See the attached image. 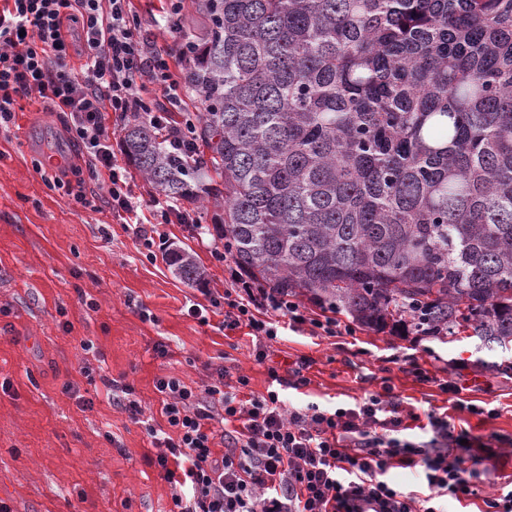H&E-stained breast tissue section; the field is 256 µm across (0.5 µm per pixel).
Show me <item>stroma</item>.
I'll use <instances>...</instances> for the list:
<instances>
[{
	"label": "stroma",
	"mask_w": 512,
	"mask_h": 512,
	"mask_svg": "<svg viewBox=\"0 0 512 512\" xmlns=\"http://www.w3.org/2000/svg\"><path fill=\"white\" fill-rule=\"evenodd\" d=\"M51 145L76 162L63 114L41 101L0 124V500L12 512H170L174 486L146 432L168 427L156 383L176 377L199 389L221 370L231 383L247 377L240 398L275 389L287 404L330 411L386 385L404 407L443 409L438 380L464 378L474 389L462 395L467 409L451 413L456 428L498 437L478 451L498 476L482 484L483 497L512 482V375L484 369L475 339L361 327L342 337L225 333L223 308L210 305L224 294V263L214 255L224 242L198 233L211 209L190 204L196 223L166 225L165 248L145 246L99 198L94 177L85 179L97 195L87 209L46 185L32 164ZM176 248L204 267V286L173 274L165 252ZM195 303L207 307L208 324L188 315ZM262 345L263 363L255 357ZM301 356L311 360L308 385L274 387L268 366L283 375ZM410 357L433 381L410 372ZM131 400L142 422L131 419Z\"/></svg>",
	"instance_id": "1"
}]
</instances>
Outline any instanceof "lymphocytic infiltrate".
<instances>
[{"label": "lymphocytic infiltrate", "mask_w": 512, "mask_h": 512, "mask_svg": "<svg viewBox=\"0 0 512 512\" xmlns=\"http://www.w3.org/2000/svg\"><path fill=\"white\" fill-rule=\"evenodd\" d=\"M131 0H0V121H10L22 100L37 98L63 112L69 137L82 149L83 166L99 180L113 211L140 225L153 241L160 226L190 224L193 216L166 198L143 204L126 167L112 158L106 113L162 120L183 118L168 129L176 149L195 138L192 115L184 111L181 75L171 52L137 32ZM83 58L80 69L69 63ZM161 92L147 97L148 85ZM224 289V326L248 328L275 338L279 325L314 336L353 334L351 324L327 311L308 310L290 294L264 288L233 265ZM169 433L149 429L164 452L157 463L174 483L171 512H441L439 498L467 499L489 470L469 468L464 456L484 440L456 430L446 418L408 410L391 390L373 393L354 406L329 411L317 403L286 406L277 391L238 399L224 381L203 390L179 379H159ZM237 430L216 435L211 404ZM426 421L431 437L407 436L412 423ZM226 443L214 450L215 438ZM422 465L428 492L407 493L385 479L389 469Z\"/></svg>", "instance_id": "1"}]
</instances>
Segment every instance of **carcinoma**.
<instances>
[{"label":"carcinoma","mask_w":512,"mask_h":512,"mask_svg":"<svg viewBox=\"0 0 512 512\" xmlns=\"http://www.w3.org/2000/svg\"><path fill=\"white\" fill-rule=\"evenodd\" d=\"M200 149L134 115L129 163L213 202L258 284L370 330L512 350V0H193ZM169 266L204 280L187 251Z\"/></svg>","instance_id":"1"}]
</instances>
